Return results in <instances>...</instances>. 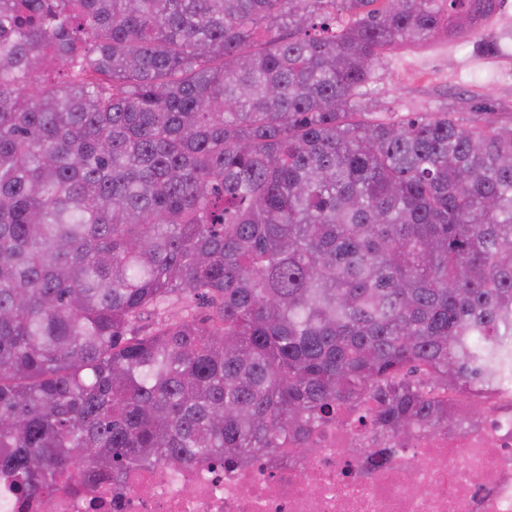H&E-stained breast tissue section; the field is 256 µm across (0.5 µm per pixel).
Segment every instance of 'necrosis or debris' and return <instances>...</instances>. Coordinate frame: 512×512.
<instances>
[{
    "label": "necrosis or debris",
    "mask_w": 512,
    "mask_h": 512,
    "mask_svg": "<svg viewBox=\"0 0 512 512\" xmlns=\"http://www.w3.org/2000/svg\"><path fill=\"white\" fill-rule=\"evenodd\" d=\"M507 375L491 392L451 396L469 423L447 434L417 429L390 442L349 414L304 444L236 467L133 471L119 493L74 480L27 498L0 473V512H512V367ZM387 446L379 467L352 455ZM409 461L417 469L407 481L399 472Z\"/></svg>",
    "instance_id": "1"
}]
</instances>
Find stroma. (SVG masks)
<instances>
[{"mask_svg": "<svg viewBox=\"0 0 512 512\" xmlns=\"http://www.w3.org/2000/svg\"><path fill=\"white\" fill-rule=\"evenodd\" d=\"M486 97L496 121L512 125V0H503L474 36H442L385 51L360 100L365 119L373 122L445 112L469 125Z\"/></svg>", "mask_w": 512, "mask_h": 512, "instance_id": "1", "label": "stroma"}]
</instances>
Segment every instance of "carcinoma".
Masks as SVG:
<instances>
[{
  "label": "carcinoma",
  "instance_id": "cac0c4a2",
  "mask_svg": "<svg viewBox=\"0 0 512 512\" xmlns=\"http://www.w3.org/2000/svg\"><path fill=\"white\" fill-rule=\"evenodd\" d=\"M498 2L0 0V471L455 430L512 353V125L358 95Z\"/></svg>",
  "mask_w": 512,
  "mask_h": 512
}]
</instances>
